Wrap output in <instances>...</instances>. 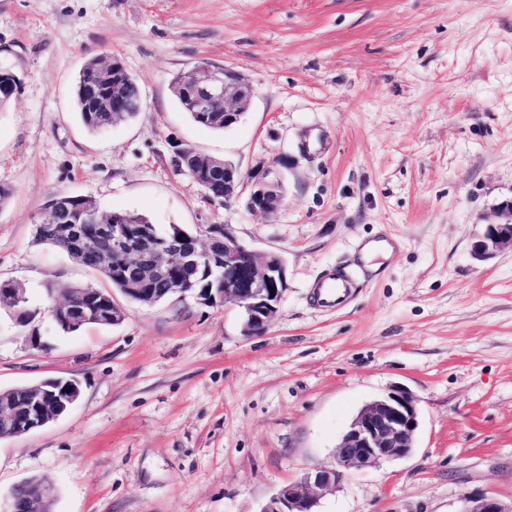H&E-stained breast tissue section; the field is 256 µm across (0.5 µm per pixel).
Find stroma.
<instances>
[{"instance_id":"1","label":"stroma","mask_w":512,"mask_h":512,"mask_svg":"<svg viewBox=\"0 0 512 512\" xmlns=\"http://www.w3.org/2000/svg\"><path fill=\"white\" fill-rule=\"evenodd\" d=\"M115 55L140 82L137 115L97 132L75 84ZM251 81L238 124H195L170 89L204 63ZM0 282L29 319L0 310V389L77 380L62 416L0 440V512L42 478L54 512H261L334 451L360 408L399 385L419 400L414 452L347 472L320 512H460L466 495L512 500V251L476 258L481 225L512 199V0H0ZM235 164L224 206L174 175L172 142ZM283 174L278 209L249 183ZM88 196L165 229L227 224L281 255L288 289L265 334L234 305L192 294L124 302V321L63 334L65 285L107 288L37 246L50 197ZM367 261L340 309L308 302L325 272Z\"/></svg>"}]
</instances>
